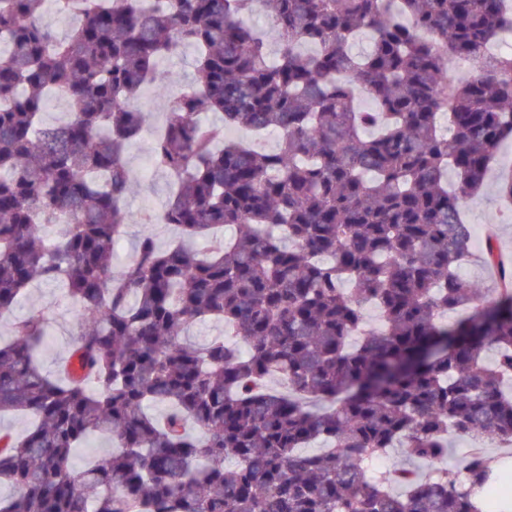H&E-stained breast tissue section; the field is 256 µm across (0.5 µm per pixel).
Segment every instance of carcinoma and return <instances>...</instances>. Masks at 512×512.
Returning <instances> with one entry per match:
<instances>
[{"instance_id": "carcinoma-1", "label": "carcinoma", "mask_w": 512, "mask_h": 512, "mask_svg": "<svg viewBox=\"0 0 512 512\" xmlns=\"http://www.w3.org/2000/svg\"><path fill=\"white\" fill-rule=\"evenodd\" d=\"M67 2L60 39L46 0H0V318L57 284L79 364L43 372L39 310L0 340V415L33 419L0 431V512H488L512 461L372 467L393 449L434 466L457 437L512 443V287L459 274L463 206L512 139V54H488L507 0H263L275 62L252 0ZM186 46L193 81L149 151L173 185L163 248L126 207L127 151L148 119L133 101ZM450 54L474 77L452 78ZM50 92L70 106L52 128ZM482 261L512 277L490 234ZM206 322L232 339L190 340Z\"/></svg>"}]
</instances>
